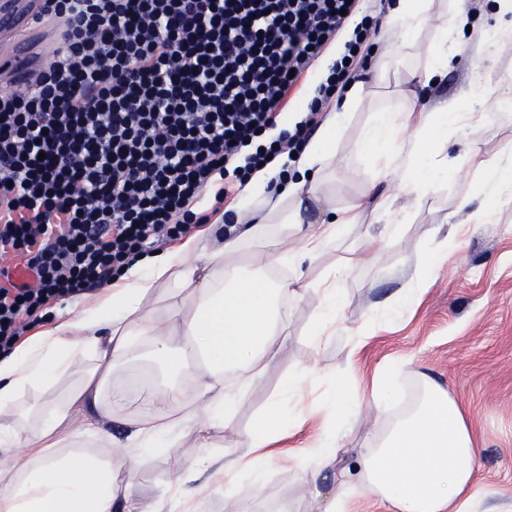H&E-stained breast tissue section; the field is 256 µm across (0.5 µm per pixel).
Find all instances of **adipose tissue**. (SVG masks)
Segmentation results:
<instances>
[{
    "label": "adipose tissue",
    "instance_id": "obj_1",
    "mask_svg": "<svg viewBox=\"0 0 512 512\" xmlns=\"http://www.w3.org/2000/svg\"><path fill=\"white\" fill-rule=\"evenodd\" d=\"M434 0H392L384 51L375 70L377 85L393 86L399 99L415 98L416 87L441 81L469 24L456 0L434 35L436 51L424 66L391 81L390 61L402 56L428 28ZM448 105L435 111L372 113L357 142L377 175L393 177L406 194L435 191L455 174L448 165V130L472 134ZM343 123L329 116L303 148L288 180L270 164L254 171L234 207L236 218L222 244L204 250L199 234L184 237L170 251L139 258L97 294L57 308L56 318L9 356H0V512H206L199 477L238 495L261 483L271 466L293 459L311 488V512H346L357 489L371 493L385 512H468L477 480L479 442L459 404L432 379H423L411 407L397 416L372 448L358 454L353 468L336 471L339 442L367 405L380 412L398 401L397 381L406 359H389L372 379L373 403L333 379L322 396L330 429L302 450L280 449L285 435L284 405L302 391L311 374L302 367L289 376L279 397L254 426L228 440L234 456L224 465L203 460L177 470L168 487L150 500L133 491L140 455L166 447L178 430L195 432L200 447L211 445L212 430L224 428L249 386L261 379L288 334L292 304L316 292L319 306L307 340L317 345L334 336L347 305L341 264L309 279L305 262L317 260L329 244L359 220L358 206L340 209L304 225L305 199L316 198L320 177L336 155ZM300 233L298 249L281 243ZM261 249L256 263L251 249ZM291 266L293 278L275 277ZM166 300L165 314L146 309L148 300ZM84 363L72 377L74 363ZM143 398V419L116 439L109 423L121 409ZM207 408L199 418L197 403ZM124 448L122 459L100 456L93 445Z\"/></svg>",
    "mask_w": 512,
    "mask_h": 512
}]
</instances>
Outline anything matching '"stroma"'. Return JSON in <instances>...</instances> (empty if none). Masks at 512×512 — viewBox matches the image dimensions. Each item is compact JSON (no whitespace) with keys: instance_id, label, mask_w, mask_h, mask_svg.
Wrapping results in <instances>:
<instances>
[{"instance_id":"35a3bbf8","label":"stroma","mask_w":512,"mask_h":512,"mask_svg":"<svg viewBox=\"0 0 512 512\" xmlns=\"http://www.w3.org/2000/svg\"><path fill=\"white\" fill-rule=\"evenodd\" d=\"M476 76L490 86L511 80L512 42L499 43L477 72L469 54L459 53L447 76L418 90L417 97L429 107L448 102L461 112H483L484 104L468 94ZM373 109L368 100L355 112L336 144L334 171L324 185L322 201H307L303 211L308 224L328 208L356 204L362 211L361 223L351 225L328 248L312 275L320 277L341 260L355 257L392 212L409 217L402 237L375 249L367 264L349 271L343 282L347 307L342 326L329 343L315 349L307 341L316 294L295 303L287 344L263 379L248 389L226 429L212 432L213 449H201L192 431L175 435L173 447L139 459L135 490L140 496H156L177 465L194 464L206 455L227 458L230 451L224 440L251 428L289 374L302 365L312 366V382L303 399L289 400L288 411L295 416L319 407L332 378L345 376L349 385L366 391L387 359L408 355L415 362L401 382L405 401L417 396L420 374L430 375L460 404L481 440L472 512H512V203L497 206L491 223L470 225L461 234L445 221L463 198H470L473 208L482 207V168L512 153V119L505 117L481 129L475 154L465 137L449 132L448 162L456 174L435 193L416 198L397 194L394 181L374 179L355 151ZM431 233L447 243L434 266L423 249ZM422 267L427 268L430 283L419 303L390 323L369 327L372 306L405 287ZM389 423L388 416L373 411L357 418L344 442L342 464H353L355 449L372 447ZM309 495L304 474L286 461L271 468L263 485L242 490L255 512H273L281 502L291 512H308Z\"/></svg>"}]
</instances>
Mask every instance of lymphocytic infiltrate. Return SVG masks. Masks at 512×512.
I'll return each instance as SVG.
<instances>
[{"label": "lymphocytic infiltrate", "instance_id": "f902f5d3", "mask_svg": "<svg viewBox=\"0 0 512 512\" xmlns=\"http://www.w3.org/2000/svg\"><path fill=\"white\" fill-rule=\"evenodd\" d=\"M356 0H43L61 38L35 80L0 90V355L46 304L107 285L209 223L270 158L301 152L354 79L366 15L293 130L288 97ZM210 211H196L206 191ZM26 267L31 280L14 277Z\"/></svg>", "mask_w": 512, "mask_h": 512}]
</instances>
